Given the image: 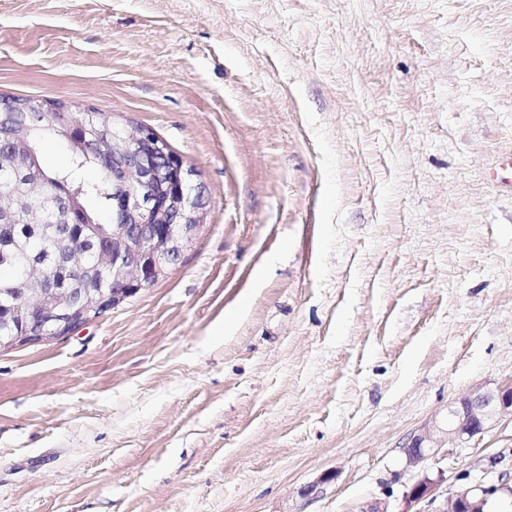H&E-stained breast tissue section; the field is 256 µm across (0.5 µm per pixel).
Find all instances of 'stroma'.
I'll return each instance as SVG.
<instances>
[{
	"label": "stroma",
	"mask_w": 512,
	"mask_h": 512,
	"mask_svg": "<svg viewBox=\"0 0 512 512\" xmlns=\"http://www.w3.org/2000/svg\"><path fill=\"white\" fill-rule=\"evenodd\" d=\"M0 94L152 128L208 191L180 262L0 353V512H512V0H0ZM503 417L512 419V387L478 388L448 404L445 414L435 416L413 435L406 448L407 461L417 466L445 442L461 447ZM485 505L484 490L473 488L457 494L449 512H488L484 510Z\"/></svg>",
	"instance_id": "35a3bbf8"
}]
</instances>
